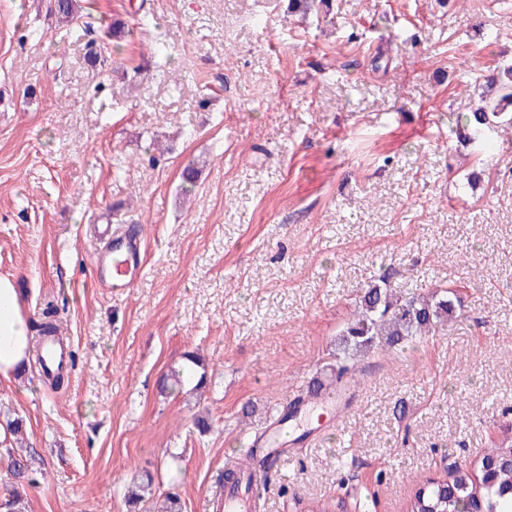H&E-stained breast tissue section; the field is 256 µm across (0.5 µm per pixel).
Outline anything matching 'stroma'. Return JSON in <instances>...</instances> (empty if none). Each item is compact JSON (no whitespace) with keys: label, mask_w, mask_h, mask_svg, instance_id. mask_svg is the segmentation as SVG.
Listing matches in <instances>:
<instances>
[{"label":"stroma","mask_w":512,"mask_h":512,"mask_svg":"<svg viewBox=\"0 0 512 512\" xmlns=\"http://www.w3.org/2000/svg\"><path fill=\"white\" fill-rule=\"evenodd\" d=\"M287 4L79 0L68 23L0 0V276L32 325L58 308L77 354L59 391L32 365L0 379V424L22 417L42 458L28 512H126L146 471L215 512L226 461L325 379L382 278L458 288V320L362 358L331 429L258 472L260 512H407L512 429V137L459 136L475 85L512 64V0ZM96 224L141 232L127 293L92 283ZM188 352L206 383L164 390Z\"/></svg>","instance_id":"1"}]
</instances>
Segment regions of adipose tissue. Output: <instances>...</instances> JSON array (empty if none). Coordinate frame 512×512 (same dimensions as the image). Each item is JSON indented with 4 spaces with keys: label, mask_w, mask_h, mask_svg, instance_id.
<instances>
[{
    "label": "adipose tissue",
    "mask_w": 512,
    "mask_h": 512,
    "mask_svg": "<svg viewBox=\"0 0 512 512\" xmlns=\"http://www.w3.org/2000/svg\"><path fill=\"white\" fill-rule=\"evenodd\" d=\"M31 321L24 313L12 281L0 277V379H8L28 365Z\"/></svg>",
    "instance_id": "adipose-tissue-1"
}]
</instances>
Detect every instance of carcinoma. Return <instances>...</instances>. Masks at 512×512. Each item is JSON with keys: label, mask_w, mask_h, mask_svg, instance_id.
I'll use <instances>...</instances> for the list:
<instances>
[{"label": "carcinoma", "mask_w": 512, "mask_h": 512, "mask_svg": "<svg viewBox=\"0 0 512 512\" xmlns=\"http://www.w3.org/2000/svg\"><path fill=\"white\" fill-rule=\"evenodd\" d=\"M322 6H329V0H289L288 9L306 16ZM53 10L71 22L77 19L75 0H53ZM490 87L496 89V95L481 96L483 105L465 117L468 141L478 138L486 129L512 124V116L503 112L504 103L512 104V65L499 70ZM459 305V297L449 288L437 289L426 296L403 297L383 280L368 284L355 299L353 317L341 331L342 356L331 368L333 379L329 387L356 374L360 353L381 345L390 349L401 347L417 336L433 334L443 323L456 317ZM190 362L186 368L170 371L171 388H180L193 378L198 387L206 381V373H196L200 362L194 357ZM272 463L269 455L255 450L246 461L248 472L228 471L224 483L234 489L248 488L253 484L256 470L268 469ZM39 464L41 459L33 450L11 457L7 465L10 493L0 502V510L26 512L21 489L33 481ZM151 486V475L147 473L145 480L128 490V506L135 508L145 501L142 492ZM150 512H184V505L179 494L168 492L150 507ZM409 512H512V442L490 449L474 474L456 471L445 479L429 480L415 492Z\"/></svg>", "instance_id": "obj_1"}]
</instances>
